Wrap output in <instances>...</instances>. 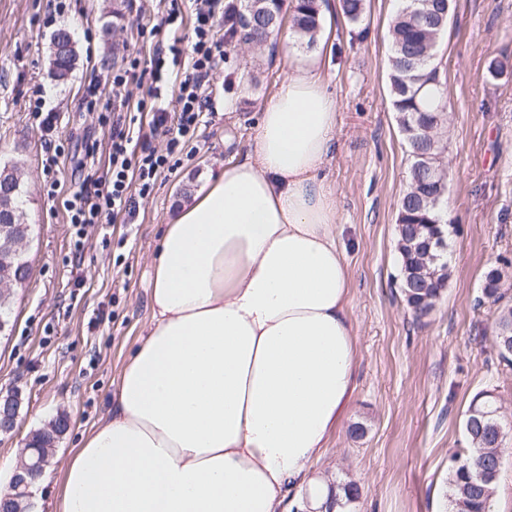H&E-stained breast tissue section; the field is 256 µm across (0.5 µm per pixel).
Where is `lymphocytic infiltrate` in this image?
I'll return each mask as SVG.
<instances>
[{
	"label": "lymphocytic infiltrate",
	"mask_w": 512,
	"mask_h": 512,
	"mask_svg": "<svg viewBox=\"0 0 512 512\" xmlns=\"http://www.w3.org/2000/svg\"><path fill=\"white\" fill-rule=\"evenodd\" d=\"M160 28L164 32L148 62L131 58L112 77V84L147 83V99L134 111L110 116L100 112L96 88L82 99L86 111L112 125L109 165L98 177H87L73 191H63L50 180L47 194L60 197L70 224L76 229V251H83L87 227L107 224L120 214L131 215L139 201L148 199L158 176L175 168L177 157L197 137L205 112L212 109L210 76L224 61V40L218 28L224 22V0H162ZM190 35H183V27ZM176 89L174 107H167L169 89ZM149 113L148 131H141V113ZM162 138L164 149L150 146L149 137Z\"/></svg>",
	"instance_id": "1"
}]
</instances>
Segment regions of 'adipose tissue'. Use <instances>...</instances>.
Returning <instances> with one entry per match:
<instances>
[{"label":"adipose tissue","mask_w":512,"mask_h":512,"mask_svg":"<svg viewBox=\"0 0 512 512\" xmlns=\"http://www.w3.org/2000/svg\"><path fill=\"white\" fill-rule=\"evenodd\" d=\"M338 124L318 55L286 74L243 157L182 202L150 319L53 512H324L311 473L356 383L350 279L325 176Z\"/></svg>","instance_id":"1"}]
</instances>
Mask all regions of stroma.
I'll return each mask as SVG.
<instances>
[{"label": "stroma", "instance_id": "obj_1", "mask_svg": "<svg viewBox=\"0 0 512 512\" xmlns=\"http://www.w3.org/2000/svg\"><path fill=\"white\" fill-rule=\"evenodd\" d=\"M400 0H367V33L328 0L319 40L288 56L279 39L229 47L235 69L210 76L213 111L173 171L129 224L89 230L74 259L72 227L44 185L47 142L63 144L57 173L66 184L105 170L109 127L80 102L99 80L102 106L146 97V86L115 94L113 71L148 57L158 0H72L58 27L68 29L78 60L67 82L50 74V0H0V164L18 163L33 233L29 279L14 290L9 335H0V394L20 399L18 426L0 436V482L9 483L32 434L67 420L46 470L37 512L61 490L72 449L109 408L122 369L150 319L148 281L161 229L204 183L207 169L244 156L252 126L295 57L319 53L339 112L337 148L326 169L336 198L340 241L351 275L350 314L358 365L348 414L324 457L312 465L337 482L356 481L350 512H448L451 454L465 447L463 417L481 391L496 396L512 423V365L492 345L494 306L480 304L486 272L512 261V0H452L436 63L446 87L449 172L443 209L451 277L433 312L415 318L398 277L397 204L411 160L389 93V26ZM502 75L488 72L491 60ZM57 114L46 135L28 110L33 85ZM95 154H88V147Z\"/></svg>", "mask_w": 512, "mask_h": 512}]
</instances>
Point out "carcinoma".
Masks as SVG:
<instances>
[{
  "label": "carcinoma",
  "instance_id": "obj_1",
  "mask_svg": "<svg viewBox=\"0 0 512 512\" xmlns=\"http://www.w3.org/2000/svg\"><path fill=\"white\" fill-rule=\"evenodd\" d=\"M284 0H240L227 4L224 44L249 42L261 47L277 34L283 22ZM292 28L311 47L321 29V0H292L289 5ZM347 21L361 25L366 18V0H341ZM451 0H402L390 25L389 91L401 132L409 147L412 164L406 191L398 201L396 247L400 256L399 280L407 306L417 318L430 314L447 287L451 271L446 252L428 249L435 232L448 235V225L441 223L439 210L444 197L437 188V178L425 173L441 166L445 146L441 135L444 109V83L435 65L440 38L448 28ZM73 40L71 32L60 28L51 36L50 71L58 81L67 80L77 64V52L58 50L63 42ZM22 189L0 195V274L27 277L25 256L4 247L19 231L24 221L20 207ZM504 271L490 268L485 274L482 298L478 303L497 306L492 328L495 347L502 359L512 362L506 352L502 327L512 326V305L504 302ZM465 415L467 447L452 455L449 471L450 512H489L499 474L486 471L488 464L501 457L505 427L486 396H475ZM336 507L345 509L361 495L354 482L338 486Z\"/></svg>",
  "mask_w": 512,
  "mask_h": 512
}]
</instances>
